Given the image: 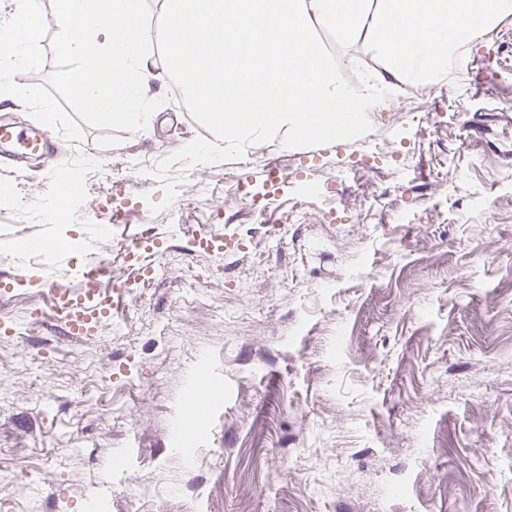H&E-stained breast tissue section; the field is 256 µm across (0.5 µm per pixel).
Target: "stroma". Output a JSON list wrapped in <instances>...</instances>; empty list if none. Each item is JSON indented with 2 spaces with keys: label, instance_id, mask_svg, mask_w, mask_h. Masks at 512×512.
<instances>
[{
  "label": "stroma",
  "instance_id": "1",
  "mask_svg": "<svg viewBox=\"0 0 512 512\" xmlns=\"http://www.w3.org/2000/svg\"><path fill=\"white\" fill-rule=\"evenodd\" d=\"M37 51L0 110L55 113L0 155V512H512V19L340 145L225 148L158 79L133 135L69 94L52 26ZM63 165L85 193L53 222ZM141 235L153 278L103 281L97 336L37 320L45 272ZM4 142H12L19 147L22 153H38L46 147L45 141L40 135L34 133L31 135L25 128L9 125H1L0 127V144ZM33 145L36 152H32Z\"/></svg>",
  "mask_w": 512,
  "mask_h": 512
}]
</instances>
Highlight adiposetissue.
Instances as JSON below:
<instances>
[{
    "instance_id": "obj_1",
    "label": "adipose tissue",
    "mask_w": 512,
    "mask_h": 512,
    "mask_svg": "<svg viewBox=\"0 0 512 512\" xmlns=\"http://www.w3.org/2000/svg\"><path fill=\"white\" fill-rule=\"evenodd\" d=\"M0 21V99L27 98L22 74L53 21L71 65L65 80L98 123L139 130L155 71L226 146L279 141L288 146L354 137L382 91L444 84L448 61L482 42L512 0H12ZM335 31L376 61L352 89L312 38ZM164 38L165 55L153 44Z\"/></svg>"
}]
</instances>
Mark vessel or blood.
<instances>
[{"instance_id":"1","label":"vessel or blood","mask_w":512,"mask_h":512,"mask_svg":"<svg viewBox=\"0 0 512 512\" xmlns=\"http://www.w3.org/2000/svg\"><path fill=\"white\" fill-rule=\"evenodd\" d=\"M4 142L14 143L25 154L45 146L40 135L9 125L0 127V144ZM111 275V265L98 262L81 267L78 273L80 288L73 289L44 280L43 285L51 296L46 318L60 325L67 336L87 338L95 335L101 318L111 311L114 304L112 294L102 291L100 287L102 280Z\"/></svg>"}]
</instances>
